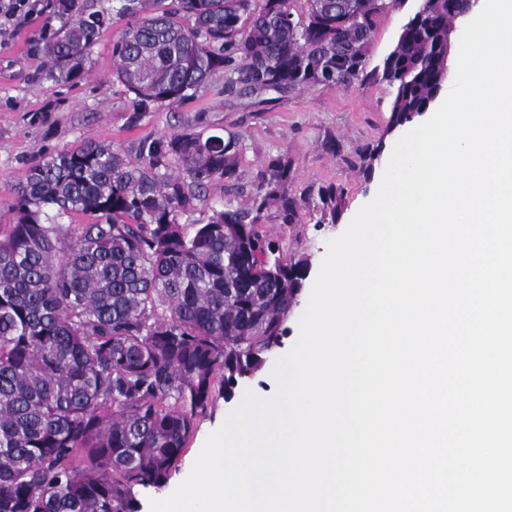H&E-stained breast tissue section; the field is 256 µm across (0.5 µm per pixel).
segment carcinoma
Returning <instances> with one entry per match:
<instances>
[{"label":"carcinoma","instance_id":"cac0c4a2","mask_svg":"<svg viewBox=\"0 0 512 512\" xmlns=\"http://www.w3.org/2000/svg\"><path fill=\"white\" fill-rule=\"evenodd\" d=\"M69 20L45 53L77 77L103 15L60 0ZM112 0L125 21L112 76L138 112L181 103L217 72L224 92L342 83L360 74L378 17L400 0ZM468 6L421 0L383 63L391 124L429 111L448 30ZM236 141L191 131L132 164L88 141L29 167L13 224H0V512H140L163 488L196 418L284 346L309 276L262 225L293 220L287 170L252 208L191 224L207 186L234 174ZM82 214L87 224H63Z\"/></svg>","mask_w":512,"mask_h":512}]
</instances>
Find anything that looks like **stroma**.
Returning a JSON list of instances; mask_svg holds the SVG:
<instances>
[{
    "mask_svg": "<svg viewBox=\"0 0 512 512\" xmlns=\"http://www.w3.org/2000/svg\"><path fill=\"white\" fill-rule=\"evenodd\" d=\"M417 0H400L377 20L363 70L357 79L332 86L278 92H224V75L183 104L135 111L133 95L112 79V42L123 23L108 21L82 64L80 77L66 83L50 76L44 46L61 17L51 10L33 17L0 46V224L16 220L14 187L26 170L51 153L93 140L111 145L139 163L144 145L190 130L234 137L236 171L206 190L200 210L180 215L183 224L213 208H248L266 191L279 163L288 165V191L299 206L287 224L276 207L264 212L263 227L280 256L307 260L318 273L328 239L340 235L376 194L396 141L406 126H391L393 89L382 80L383 61L394 48ZM335 188L327 201L326 188ZM273 363L239 379L233 400L217 398L198 417L195 431L168 489L189 474L207 436L252 390L274 394Z\"/></svg>",
    "mask_w": 512,
    "mask_h": 512,
    "instance_id": "1",
    "label": "stroma"
}]
</instances>
